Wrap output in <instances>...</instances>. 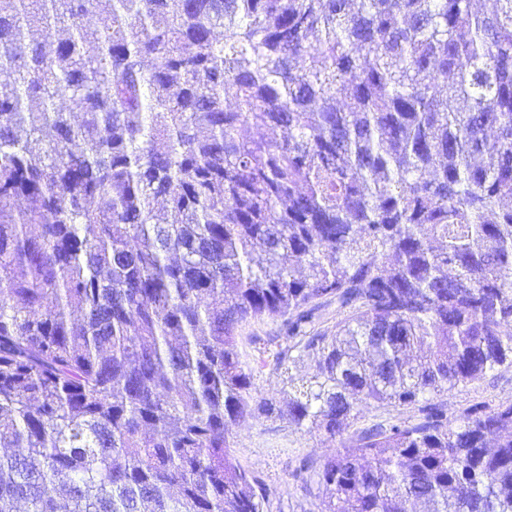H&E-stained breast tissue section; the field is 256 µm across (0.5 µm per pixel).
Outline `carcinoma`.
I'll list each match as a JSON object with an SVG mask.
<instances>
[{"mask_svg": "<svg viewBox=\"0 0 512 512\" xmlns=\"http://www.w3.org/2000/svg\"><path fill=\"white\" fill-rule=\"evenodd\" d=\"M472 2L0 0V512H264L230 427L363 402L417 415L302 461L320 512H512V402L436 401L512 367V0ZM282 320L280 318H265L251 322L243 330L242 350L247 360L255 367V385L264 396L277 400L286 399L282 391L288 388L284 385L285 378L292 376L296 382L311 376L312 368L309 362L289 364V374L285 369H276V354L285 346L282 341Z\"/></svg>", "mask_w": 512, "mask_h": 512, "instance_id": "1", "label": "carcinoma"}]
</instances>
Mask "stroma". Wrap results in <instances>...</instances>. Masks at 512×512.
<instances>
[{
  "label": "stroma",
  "mask_w": 512,
  "mask_h": 512,
  "mask_svg": "<svg viewBox=\"0 0 512 512\" xmlns=\"http://www.w3.org/2000/svg\"><path fill=\"white\" fill-rule=\"evenodd\" d=\"M242 350L255 368V385L264 396L283 399L286 377L311 376L309 363L278 369L276 354L283 346L281 319L267 318L247 325ZM456 417L476 403L497 405L512 400V368L503 367L484 377L456 385L439 397ZM229 436L237 461L267 488L265 512H319L325 490L316 480L294 479L301 460L320 463L338 446L322 434L308 431L285 420L271 421L262 416L247 417L231 426Z\"/></svg>",
  "instance_id": "obj_1"
}]
</instances>
